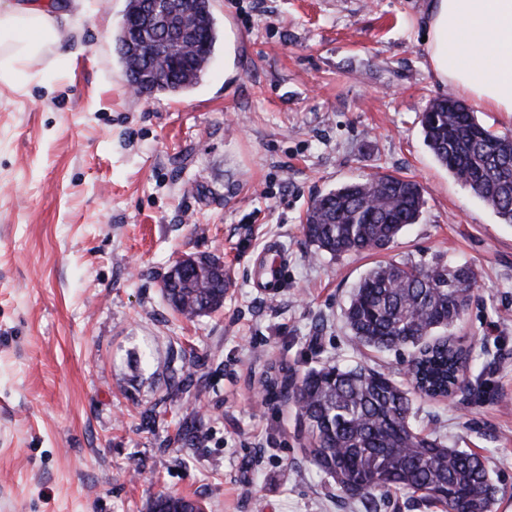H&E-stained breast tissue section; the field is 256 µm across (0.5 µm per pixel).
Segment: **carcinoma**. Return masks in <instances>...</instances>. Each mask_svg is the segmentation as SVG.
<instances>
[{
  "instance_id": "cac0c4a2",
  "label": "carcinoma",
  "mask_w": 512,
  "mask_h": 512,
  "mask_svg": "<svg viewBox=\"0 0 512 512\" xmlns=\"http://www.w3.org/2000/svg\"><path fill=\"white\" fill-rule=\"evenodd\" d=\"M174 21L187 25L188 41L155 49V35L138 30L143 0H127L116 51L144 98L193 89L219 39L211 0L174 3ZM419 123L435 158L461 183L512 224V136L481 124L460 100H433ZM425 205L421 185L383 173L346 182L317 196L302 233L312 254H376L418 223ZM226 278L205 271H168L162 294L188 320L224 306ZM478 275L471 266L440 262L416 266L378 262L353 289L344 318L354 342L382 352L412 350L407 384L365 367L329 365L302 376L279 367L266 376L267 399L292 403L304 427L306 459L330 476L345 498L377 512L391 492L420 494L440 512H494L501 487L485 459L450 448L412 422V396L450 399L467 381V356L446 332L469 309ZM149 512H195L198 500L161 491Z\"/></svg>"
}]
</instances>
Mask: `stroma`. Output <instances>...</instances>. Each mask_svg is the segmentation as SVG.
Instances as JSON below:
<instances>
[{
  "instance_id": "stroma-1",
  "label": "stroma",
  "mask_w": 512,
  "mask_h": 512,
  "mask_svg": "<svg viewBox=\"0 0 512 512\" xmlns=\"http://www.w3.org/2000/svg\"><path fill=\"white\" fill-rule=\"evenodd\" d=\"M48 2L59 44L0 82V512H148L165 488L206 512H364L257 390L274 363L403 378L406 356L355 345L343 318L374 257L312 259L301 231L316 196L384 172L426 200L388 257L479 274L454 336L484 394L415 398L417 424L484 456L512 512V224L424 140L420 113L461 94L431 73L428 0H212L228 45L152 99L115 50L126 0ZM271 249L286 267L266 294ZM194 253L233 285L190 321L161 284Z\"/></svg>"
}]
</instances>
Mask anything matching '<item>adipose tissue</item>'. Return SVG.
<instances>
[{"label":"adipose tissue","instance_id":"1","mask_svg":"<svg viewBox=\"0 0 512 512\" xmlns=\"http://www.w3.org/2000/svg\"><path fill=\"white\" fill-rule=\"evenodd\" d=\"M57 31L42 0L0 7V80L54 45ZM426 54L438 82L512 115V0H432Z\"/></svg>","mask_w":512,"mask_h":512}]
</instances>
